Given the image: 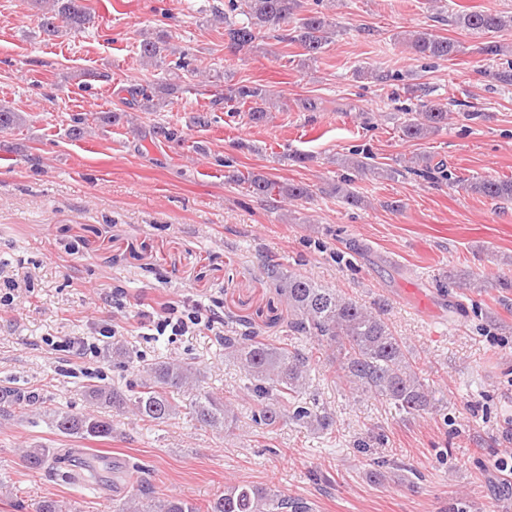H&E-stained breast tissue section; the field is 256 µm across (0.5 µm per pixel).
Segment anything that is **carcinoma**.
<instances>
[{"instance_id": "1", "label": "carcinoma", "mask_w": 512, "mask_h": 512, "mask_svg": "<svg viewBox=\"0 0 512 512\" xmlns=\"http://www.w3.org/2000/svg\"><path fill=\"white\" fill-rule=\"evenodd\" d=\"M42 10V32L53 37L64 30L78 31L91 22L84 0H51L42 8V0H32ZM301 0H227L224 8L213 7L215 16L224 20V42L240 51L251 46L264 31H286L281 41L296 44L309 61H317L330 43L333 22L328 15L311 10L299 16ZM453 23L477 34H496L512 29V14L496 10H461L454 14ZM170 38L159 34L139 42L141 60L154 65L164 62L170 52ZM402 44L416 60L448 61L460 52L457 41L426 31H410ZM418 101L415 110L402 122L403 137L414 140L435 133L448 125V107L427 99L421 86L406 89ZM131 103L144 112H155L164 105L156 91L138 86L129 91ZM235 102L247 107L248 121L261 124L267 120L272 103L266 91L258 86L237 83L227 87L224 103ZM22 121L19 112L0 104V132L10 130ZM344 164L373 177L388 179L397 174L394 169L367 164L356 158L344 159ZM236 182L247 183V191L256 197L268 198L272 193L291 199L310 196L304 185L282 186L263 175L233 176ZM461 189L495 201L512 202V179L475 178L461 182ZM332 193L350 204L360 198L350 188L348 180L331 185ZM266 275L275 283L277 294L287 306L285 319L290 343L273 344L258 338L252 318H239V329L224 334V355L242 363L250 380L248 389L255 398L252 411L254 423L273 428L292 420L309 428L328 430L334 420L329 413L300 402L311 369L313 352L301 345L310 341L316 351L331 352L336 363V380L355 392H371L407 415L432 409L425 378L417 366L416 355L396 336L380 314L349 297L327 288L314 279L296 272L284 273L276 264H267ZM144 379L127 390L93 385L85 396L103 408L129 409L140 420L164 423L180 412L175 394L193 385L199 371L190 363L157 361L142 366ZM189 407L202 427L220 429L231 436L236 430L237 416L227 399L208 393L191 399ZM59 433L85 439L112 437V421L101 415H78L57 411L52 417ZM61 455L49 448H29L23 462L30 470L43 469L50 459ZM141 498H130L113 506V512H198L188 501L169 496H153L148 483L138 480ZM206 512H310L304 500L288 497L267 487L235 484L224 488L206 506Z\"/></svg>"}]
</instances>
